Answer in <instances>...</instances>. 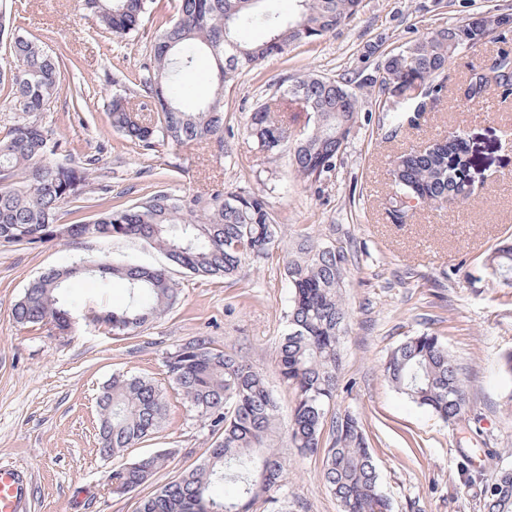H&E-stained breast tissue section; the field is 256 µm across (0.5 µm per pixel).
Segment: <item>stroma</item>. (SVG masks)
I'll return each mask as SVG.
<instances>
[{
	"label": "stroma",
	"instance_id": "35a3bbf8",
	"mask_svg": "<svg viewBox=\"0 0 512 512\" xmlns=\"http://www.w3.org/2000/svg\"><path fill=\"white\" fill-rule=\"evenodd\" d=\"M17 31L42 39L47 51L65 49L96 89L74 110L62 89L48 110L25 115L0 97V133L25 119L52 129L59 153L98 155L99 177L86 199L63 206L61 223H88L101 211L131 204L146 193L171 189L209 198L213 190L248 187L267 194L288 235L269 261L244 266L231 280L173 270L180 297L157 320L128 335L84 325L65 335L25 328L14 304L44 269L107 257L160 265L164 256L147 243L86 236L38 245L0 246V464L27 473L33 484L29 512H139L142 498L200 462L212 441L165 374L167 353L197 338L248 360L262 372L279 407L275 446L289 463L288 480L274 503L256 512H339L323 474L321 456L302 458L290 447L287 426L291 388L277 369L288 331L289 288L283 260L298 238L312 236L342 247L348 258L342 290L350 320L342 344L336 407L362 421L383 493L392 512H484V491L497 468L512 469V378L501 371L512 351V288L484 268L493 249L512 237V96L490 92L497 110L458 96L471 70L488 67L502 48L487 38L459 54L445 77L446 91L413 114L396 138L387 127L377 89L367 87L384 59L427 30L480 12L512 14V0H363L359 14L323 39L288 49L246 69L224 89L226 156L202 145L160 144L139 152L110 127L99 89L113 73L137 80L161 26L176 16L177 0H156L130 38L120 40L84 17L80 0H17ZM347 77L357 84V127L336 168L320 188L301 182L289 154L267 156L246 126L258 103L277 99L289 132L307 113L283 91L299 77ZM463 131L477 153L473 174L483 188L465 203L417 209L404 224L385 209L392 191L389 169L402 148ZM69 295L87 306L118 307L128 300L125 282L98 290L95 280L71 283ZM437 333L465 380L469 399L458 426L438 419L397 392L381 363L405 337ZM130 373L161 386L167 404L163 429L113 461L98 453L97 397L113 375ZM158 448L174 449L153 485L115 496L107 475L113 466ZM497 456V468L485 460Z\"/></svg>",
	"mask_w": 512,
	"mask_h": 512
}]
</instances>
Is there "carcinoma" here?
Returning <instances> with one entry per match:
<instances>
[{"mask_svg":"<svg viewBox=\"0 0 512 512\" xmlns=\"http://www.w3.org/2000/svg\"><path fill=\"white\" fill-rule=\"evenodd\" d=\"M281 14L269 0H181L180 14L161 30L138 87L146 101L139 111L123 78L112 76L109 117L113 132L132 145L150 150L162 142L180 147L205 143L224 154V85L241 71L290 47L313 43L354 19L362 0H294ZM154 0H82L83 10L112 34L135 31L152 11ZM260 25L265 36L255 42L237 38L240 28ZM500 23L483 15L476 23L457 20L434 28L407 46L402 57L388 56L379 76L370 79L385 95L383 111L395 137L404 124L400 108L389 102L395 85L403 100H414L419 87L438 99L448 64L464 49H476ZM0 36L9 39V56L0 64V93L26 113L42 112L62 89L65 64L34 36L12 31L11 8L0 0ZM502 50L490 72L471 73L469 100H481L492 87L512 82L509 59ZM200 59L215 71L214 95L186 101L183 74ZM308 120L300 139L288 140V127L276 103L264 102L251 113L247 131L257 149L278 154L292 144L297 177L312 187L336 169L358 122V97L347 84L314 74L299 80ZM59 142L53 131L35 122L11 126L0 138V246L36 245L84 235L140 239L159 249L172 266L198 276L236 277L243 262H264L282 243L264 194L242 188L229 196L154 190L128 206H116L89 224H60L62 205L90 192V176L100 158L78 161L54 158ZM467 139L436 138L424 150L411 146L392 161L393 193L388 212L400 223L409 218L410 200L417 207L443 208L460 203L475 190L466 177L473 165ZM346 256L333 245L306 237L284 267L290 291L288 333L280 345L278 371L294 391L288 436L303 456L322 455L324 478L340 512H391L383 494L367 438L359 419L335 409L341 341L348 311L341 299ZM101 270L82 265L50 268L27 284L13 308L15 321L28 328L67 332L73 321L125 334L171 309L179 297L177 282L162 267L100 259ZM486 266L512 288V242L503 240L486 258ZM93 277L101 289L111 280L127 284L129 302L98 313L69 299L72 279ZM169 380L200 417L209 422L213 442L192 469L144 498L139 512H254L256 504L288 480V461L274 448L278 405L265 377L243 358L194 339L165 357ZM385 379L415 404L451 425L464 421V381L439 337L428 332L409 336L382 363ZM98 451L109 460L159 433L166 417L161 389L133 374H115L97 400ZM329 447H322L324 432ZM171 452L162 449L137 457L109 473L112 494L125 495L151 483L165 470ZM233 488L229 495L218 486ZM487 512H512V469H501L485 490Z\"/></svg>","mask_w":512,"mask_h":512,"instance_id":"1","label":"carcinoma"}]
</instances>
